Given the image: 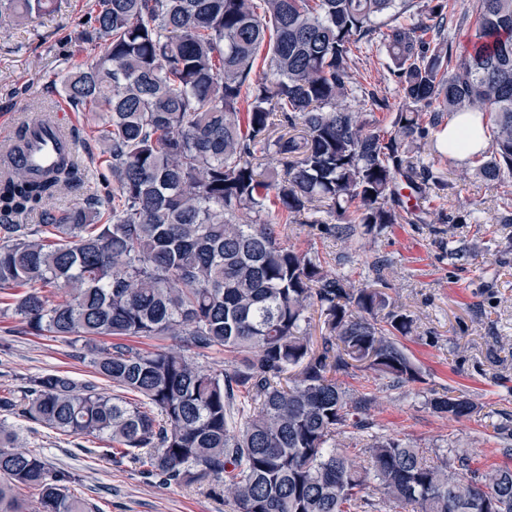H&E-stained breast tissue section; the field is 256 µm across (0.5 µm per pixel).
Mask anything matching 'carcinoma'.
Instances as JSON below:
<instances>
[{"label": "carcinoma", "instance_id": "cac0c4a2", "mask_svg": "<svg viewBox=\"0 0 512 512\" xmlns=\"http://www.w3.org/2000/svg\"><path fill=\"white\" fill-rule=\"evenodd\" d=\"M262 2L259 14L254 0H95L79 39L101 51L60 85L75 108L103 113L108 212L54 208L84 187L78 167L36 177L19 147L0 151V313L30 335L84 341L98 378L137 400L57 372L0 395V410L104 439L99 457L118 454L163 485L222 486L235 512H512V468L482 472L459 451L432 459L383 436L336 447L372 425L371 399L337 375L360 363L391 387L420 380L399 341L414 319L382 291L390 259L357 287L286 244L272 219L348 249L389 224L426 223L402 190L425 199L451 186L410 149L444 117L480 112L490 146L473 170L506 188L497 223L512 224V0H474L464 56L448 41L453 0ZM53 5L0 0V12L33 18ZM376 41L394 66L395 110L354 75L355 51ZM359 94L369 110L342 105ZM31 213L42 223H19ZM438 220L480 223L465 209ZM158 336L180 345L123 343ZM213 349L233 355L229 368L197 361ZM429 405L474 411L450 389ZM69 482L0 425V512H30L20 487L38 492L37 512H100Z\"/></svg>", "mask_w": 512, "mask_h": 512}]
</instances>
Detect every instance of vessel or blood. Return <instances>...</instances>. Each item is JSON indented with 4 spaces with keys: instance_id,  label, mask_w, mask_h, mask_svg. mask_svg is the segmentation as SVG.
I'll return each mask as SVG.
<instances>
[{
    "instance_id": "vessel-or-blood-1",
    "label": "vessel or blood",
    "mask_w": 512,
    "mask_h": 512,
    "mask_svg": "<svg viewBox=\"0 0 512 512\" xmlns=\"http://www.w3.org/2000/svg\"><path fill=\"white\" fill-rule=\"evenodd\" d=\"M24 137L21 161L32 174H42L58 163L77 157L74 139L67 136L65 126L53 118H30Z\"/></svg>"
}]
</instances>
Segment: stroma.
<instances>
[{
  "label": "stroma",
  "instance_id": "stroma-1",
  "mask_svg": "<svg viewBox=\"0 0 512 512\" xmlns=\"http://www.w3.org/2000/svg\"><path fill=\"white\" fill-rule=\"evenodd\" d=\"M93 4L59 0L53 13L0 20V126L14 127L37 114L73 126L80 135L79 167L91 191L101 197L98 121L74 110L54 82L57 73L93 57V50L77 39ZM387 64L384 52L369 49L356 59L354 70L364 87L395 106L401 97ZM441 169L452 188L445 202H427V210L477 209L482 223L393 224L364 236L343 268L359 285L371 279L376 256L392 259L386 293L415 319V330L403 343L421 379L389 389L380 376L356 368L339 381L353 393L373 396L372 434L439 455L456 448L485 471L512 468V457L501 452L512 443V224L496 221L495 189L449 159H442ZM284 235L289 245L317 254L335 268L340 243L320 239L304 224L286 225ZM460 243L470 260L454 266L448 249ZM49 372L91 380L84 344L28 335L19 317L0 315V394ZM446 389L474 402L475 413L462 419L434 413L428 401ZM0 423L17 429L28 448L41 452L53 469L69 473L72 493L96 502L101 512H232L223 487L165 486L131 463L95 456L103 440L59 436L1 412Z\"/></svg>",
  "mask_w": 512,
  "mask_h": 512
}]
</instances>
